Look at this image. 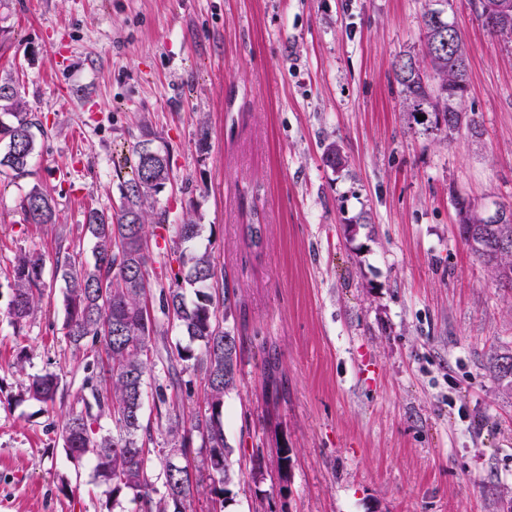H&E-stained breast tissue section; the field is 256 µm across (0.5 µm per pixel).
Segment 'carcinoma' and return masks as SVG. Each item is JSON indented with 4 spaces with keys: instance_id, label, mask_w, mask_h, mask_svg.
Wrapping results in <instances>:
<instances>
[{
    "instance_id": "obj_1",
    "label": "carcinoma",
    "mask_w": 512,
    "mask_h": 512,
    "mask_svg": "<svg viewBox=\"0 0 512 512\" xmlns=\"http://www.w3.org/2000/svg\"><path fill=\"white\" fill-rule=\"evenodd\" d=\"M428 69L449 86L456 107L462 108L469 79L466 48L460 47L452 60L446 54L438 55L426 39L421 58L408 55L393 63L402 111L426 131L441 129L438 98L420 77ZM2 113L11 121L0 120V142L6 147L0 156V175L29 176L36 132L43 128L11 80L0 81ZM419 115L425 119H417ZM131 155V177L120 182L119 204L106 211L90 208L84 214L93 263H83L68 253L55 261V276L63 283L67 342L75 356L94 352L93 363L84 367L89 375L82 389L89 390V396L77 399L83 407H70L61 437L69 455L93 461L95 478L112 486V498L131 494L140 512H188L190 498L201 487V476L186 467H171L169 452L175 448L187 456L197 434L209 448L203 460L209 479L226 485L238 477L229 460L221 415L224 396L237 385L240 356L236 336L217 316L221 307L224 317L231 312L229 293L220 289L224 269L208 249L194 246L202 225L190 217L170 224L169 211L157 207V196L172 179L169 146L138 140ZM18 209L26 224L47 226L57 221L54 199L37 186L20 197ZM158 229L169 233L173 253L178 255V271L166 283L151 282L148 272L150 236ZM457 229L494 279L512 286V222L482 224L474 215L470 223L458 222ZM44 267L39 252L15 254L8 318L18 329L41 309ZM188 287L194 290L192 298L187 295ZM155 302L161 316L189 344L168 348L167 331L154 313ZM195 342L201 350L192 347ZM157 360L166 363L168 373L167 383L158 385L153 396L158 419L166 421V439L158 449L146 447L152 440L151 426L143 424L140 408L144 376ZM493 368L498 380L512 386V354L497 356ZM185 372L199 374L205 382L207 413L190 423L171 406L167 393L170 388L191 387V381L182 378ZM59 386L60 378L53 372L30 375L23 395L52 405ZM104 418L110 426L102 423ZM155 462L163 469L166 485V495L157 500L150 480Z\"/></svg>"
}]
</instances>
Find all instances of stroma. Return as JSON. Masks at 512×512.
I'll return each mask as SVG.
<instances>
[{"instance_id":"35a3bbf8","label":"stroma","mask_w":512,"mask_h":512,"mask_svg":"<svg viewBox=\"0 0 512 512\" xmlns=\"http://www.w3.org/2000/svg\"><path fill=\"white\" fill-rule=\"evenodd\" d=\"M425 0H0V78L39 113L31 176L0 181V512H137L62 418L85 372L65 339L60 241L89 262L87 209L119 201L129 149L169 144L160 193L223 266L239 382L224 435L239 482L192 512H512V289L457 233V202L512 205V50L472 0L474 139L410 126L393 61L418 54ZM338 144L343 167L322 152ZM39 186L58 224L24 223ZM364 217L355 234L345 224ZM43 254V308L7 317L16 252ZM27 353L25 373L14 362ZM53 372V409L22 397ZM290 449L287 481L271 462Z\"/></svg>"}]
</instances>
